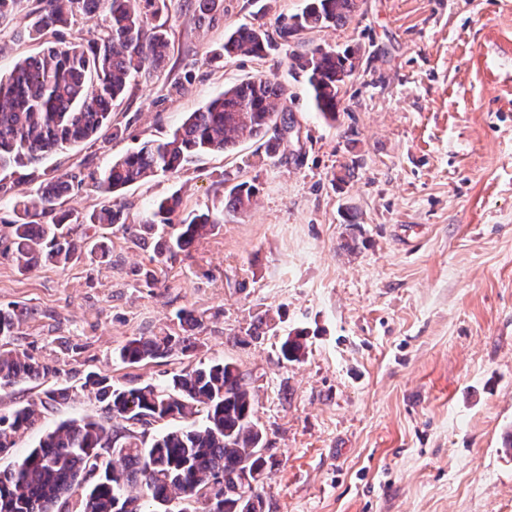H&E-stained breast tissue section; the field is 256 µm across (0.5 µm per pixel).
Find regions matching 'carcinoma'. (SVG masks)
Listing matches in <instances>:
<instances>
[{"mask_svg": "<svg viewBox=\"0 0 512 512\" xmlns=\"http://www.w3.org/2000/svg\"><path fill=\"white\" fill-rule=\"evenodd\" d=\"M216 2L196 0L197 23L212 19ZM361 2L306 0L301 12L277 24L274 36L261 23L242 24L211 50V60L265 58L288 47L299 32L344 25ZM168 8V0H38L19 35L42 44L41 53L0 74V169L36 165L104 130L114 138L122 135L112 126V106L133 78L168 60L169 35L154 24ZM96 14L105 16L107 25L87 40L76 24ZM291 60V67L304 73L317 111L336 120L358 51L317 45ZM287 95L283 83L263 74L231 85L168 137L142 143L89 178L107 196L201 156L230 153L244 137L262 140L265 155L273 158L287 127ZM77 184H82L77 176L63 175L14 201L5 253L19 272L42 263L64 268L85 253L106 257L107 237L100 230L114 225L136 232L144 244L154 238L157 225L170 227L169 238L159 239L154 252L171 258L224 223V214L243 212L255 193L246 182L228 185L221 211L185 218L179 217L181 202L173 193L154 202L135 225L126 223L115 204L87 214L62 209L63 196ZM33 315L16 304L0 307L1 389L58 372L3 342ZM264 327L271 328V319L259 312L246 335L257 340ZM194 348L191 336L161 333L128 340L118 358L135 366ZM305 349L302 331L287 333L279 343L286 363L300 360ZM81 388L95 391L104 419L65 420L44 430L27 454L0 470V512H214V498L221 499L223 512H264L265 433L255 420L254 387L234 363L214 359L164 382L131 380L120 386L91 372ZM71 399V388L59 387L1 414L0 456L16 447L20 434L38 426L44 411ZM176 420V428L149 433L156 423Z\"/></svg>", "mask_w": 512, "mask_h": 512, "instance_id": "1", "label": "carcinoma"}]
</instances>
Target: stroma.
<instances>
[{
  "label": "stroma",
  "instance_id": "1",
  "mask_svg": "<svg viewBox=\"0 0 512 512\" xmlns=\"http://www.w3.org/2000/svg\"><path fill=\"white\" fill-rule=\"evenodd\" d=\"M304 6L222 0L201 26L195 0H171L167 66L112 109L124 135L0 171L1 227L17 197L166 137L228 85L265 74L288 88L297 136L279 157L246 138L119 196L136 221L174 192L186 213L219 206L228 174L255 186L247 212L185 252L159 257L113 228L104 259L22 274L0 255V306L35 311L11 343L57 369L0 389V413L90 371L160 382L222 359L258 391L265 512H512V0H363L344 26L295 35L298 52L360 51L334 123L283 53L208 60L230 28L259 15L272 30ZM353 159L355 177L334 183ZM182 309L200 321L193 352L117 359L129 339L181 333ZM265 310L276 329L246 337ZM293 329L307 350L285 364L277 346Z\"/></svg>",
  "mask_w": 512,
  "mask_h": 512
}]
</instances>
